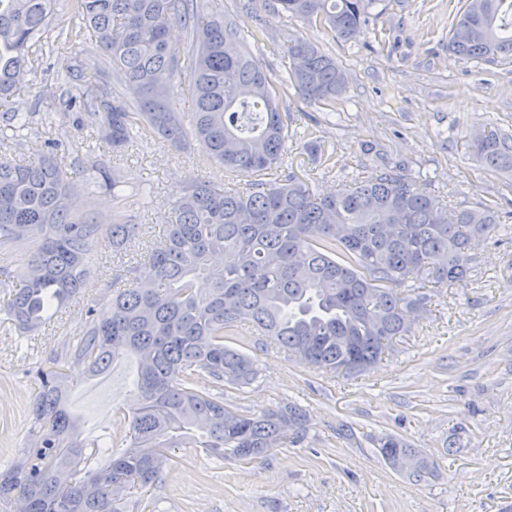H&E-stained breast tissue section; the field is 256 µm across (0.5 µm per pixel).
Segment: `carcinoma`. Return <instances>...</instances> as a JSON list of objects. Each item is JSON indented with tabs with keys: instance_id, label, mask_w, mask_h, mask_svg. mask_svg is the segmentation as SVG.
I'll return each mask as SVG.
<instances>
[{
	"instance_id": "1",
	"label": "carcinoma",
	"mask_w": 512,
	"mask_h": 512,
	"mask_svg": "<svg viewBox=\"0 0 512 512\" xmlns=\"http://www.w3.org/2000/svg\"><path fill=\"white\" fill-rule=\"evenodd\" d=\"M374 0H239L254 18L251 37L265 40L257 10L316 21L348 41L366 26ZM58 0H0V101L28 85L35 60L53 49ZM79 23L77 94L82 126L96 132L82 173L85 190L105 189L121 202L132 195L150 207L142 185L126 181L122 158L148 139L197 152L216 163L237 188L201 182L172 204L167 243L142 247V225L119 213L74 216L73 185L60 169L51 137L58 113L14 107L0 139L22 146L47 134L43 153L0 160V251L24 250L10 287L5 321L25 336L75 297L90 276L89 254L99 243L112 253H136L128 282L100 307L85 312L87 329L72 351L54 352L35 371L30 404L35 445L0 470V504L20 501L22 512H126L132 489L157 481L177 448L192 444L222 458L252 463L288 435L308 431L292 401L240 411L224 402V387L240 389L258 375L257 361L224 343L248 327L288 356L331 373H362L391 353L393 339L412 325L406 309L424 311L425 298L397 287L409 280L439 287L472 273L471 243L495 234L512 237V224L492 205L451 210L393 167L336 192L318 194L294 171L266 179L297 139L294 119L280 111L293 88L303 100L332 107L346 90L336 60L303 39H285L286 73L270 76L247 49L224 5L212 0H72ZM189 34L184 48L171 29ZM448 48L467 60L512 55V0H464L449 30ZM194 110L177 108L181 77ZM478 162L512 173V136L495 127L474 138ZM325 170L336 167L321 140L304 143ZM132 356L137 407L118 412L129 444L117 452L109 437L77 443L67 406L71 362L97 375ZM209 389L201 390V381ZM375 453L393 470L422 480L435 463L406 440L386 435ZM101 456L109 464L94 467Z\"/></svg>"
}]
</instances>
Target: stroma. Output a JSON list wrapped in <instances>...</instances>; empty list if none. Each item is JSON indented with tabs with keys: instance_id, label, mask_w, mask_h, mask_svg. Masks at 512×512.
<instances>
[{
	"instance_id": "stroma-1",
	"label": "stroma",
	"mask_w": 512,
	"mask_h": 512,
	"mask_svg": "<svg viewBox=\"0 0 512 512\" xmlns=\"http://www.w3.org/2000/svg\"><path fill=\"white\" fill-rule=\"evenodd\" d=\"M464 0H380L353 40L333 39L318 23L264 13L268 37L255 54L277 74L287 66L284 38H302L334 56L347 87L337 117L322 121L318 107L289 94L294 114L314 117L310 130L336 149L324 173L288 148L311 189L336 191L368 178L383 164L400 165L417 187L449 206L497 204L512 213V176L479 164L468 144L484 124L512 134V57L467 61L448 47V32ZM78 52L68 41L44 59L23 101L50 110L44 85L71 83ZM129 182L151 186L154 204L134 208L149 247L165 240L172 202L182 189L230 175L189 154L151 141L123 164ZM473 271L445 288H422L427 312L412 333L397 337L392 355L369 372L344 376L315 371L259 337L234 345L257 359L251 386L224 392L226 403L257 410L288 399L308 418L299 442L274 448L259 464L217 460L204 449H177L161 478L140 490L158 512H506L512 507V242L476 241ZM82 294L28 336L0 324V469L31 447L29 410L36 365L86 329L88 305L107 301L124 282L108 249L95 248ZM135 361H116L100 375L71 364L67 404L75 439L105 433L125 446L116 417L130 401ZM393 434L432 457L437 475L417 483L392 471L373 452L374 438Z\"/></svg>"
}]
</instances>
